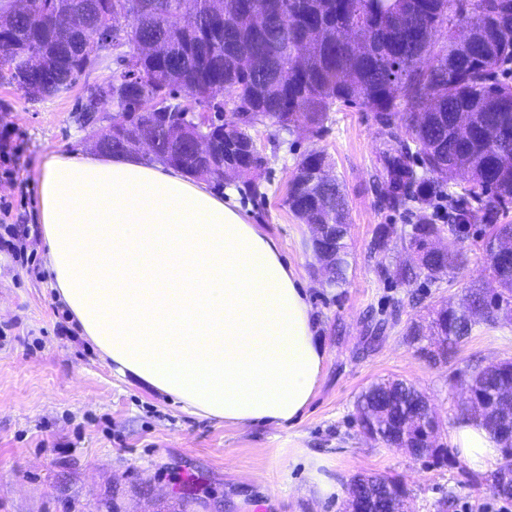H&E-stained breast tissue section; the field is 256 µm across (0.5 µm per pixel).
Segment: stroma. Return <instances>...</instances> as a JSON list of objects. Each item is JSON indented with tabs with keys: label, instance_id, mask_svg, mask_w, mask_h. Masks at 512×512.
<instances>
[{
	"label": "stroma",
	"instance_id": "1",
	"mask_svg": "<svg viewBox=\"0 0 512 512\" xmlns=\"http://www.w3.org/2000/svg\"><path fill=\"white\" fill-rule=\"evenodd\" d=\"M115 67L111 48L93 47L85 73L53 97L30 95L0 71V206L28 231L24 257L0 250V512H345V487L375 473L405 484L407 512H512V497L493 491L503 458L475 471L452 442L464 375L512 359V324L475 328L444 364L407 340L412 323L461 304L483 279L486 258L473 240H452L449 251L466 252L468 261L441 281L385 278L408 254L396 238L375 251L379 228L417 217L383 200L377 174L388 139L373 113L336 106L319 134L287 133L269 121L252 132L266 165L257 194L237 202L306 282L326 353L299 418L239 427L183 412L151 387L113 376L50 286L37 183L50 155L89 153L93 130L77 123L75 109L85 86ZM313 150L327 154L349 201L351 269L340 287L322 274L309 225L284 204L297 164ZM382 379L406 380L429 397L446 456L417 459L364 432L357 399ZM313 467L340 492L306 496Z\"/></svg>",
	"mask_w": 512,
	"mask_h": 512
}]
</instances>
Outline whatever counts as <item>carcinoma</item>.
I'll use <instances>...</instances> for the list:
<instances>
[{"label": "carcinoma", "instance_id": "1", "mask_svg": "<svg viewBox=\"0 0 512 512\" xmlns=\"http://www.w3.org/2000/svg\"><path fill=\"white\" fill-rule=\"evenodd\" d=\"M0 13V58L26 92L55 96L71 87L85 64L84 46H110L121 69L104 82L126 123L112 128V144L146 135L155 157L195 178L217 180L232 163L257 170L259 154L237 147L271 119L286 130L322 131L340 104L374 113L392 148L383 153L385 201L416 210L410 228L385 225L374 249L387 250L394 235L411 259L385 274L397 282L420 275L431 281L464 266L467 253H441L439 234L483 242L494 287L467 289L460 308L442 307L434 319L438 349L447 359L480 325L512 322V224L501 216L512 204V0H24ZM131 18L130 29L120 21ZM460 26L469 40L457 38ZM445 31L446 40L437 35ZM215 86L236 91L223 110L224 148L193 153L205 131L183 118L179 96L216 109ZM167 113V122L155 111ZM321 151L308 153L291 177L284 204L306 224L321 226L313 250L328 282L347 280L349 204L337 179L326 181ZM448 202V222L435 209ZM469 414L498 438L512 461V360L474 372ZM413 384L386 380L359 396L362 428L387 446L414 455L435 454L439 423ZM375 498L378 512H395L405 495L396 479L360 477L348 501Z\"/></svg>", "mask_w": 512, "mask_h": 512}]
</instances>
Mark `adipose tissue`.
Returning <instances> with one entry per match:
<instances>
[{"label":"adipose tissue","mask_w":512,"mask_h":512,"mask_svg":"<svg viewBox=\"0 0 512 512\" xmlns=\"http://www.w3.org/2000/svg\"><path fill=\"white\" fill-rule=\"evenodd\" d=\"M37 193L51 286L116 374L205 418L297 419L325 353L278 240L182 171L136 154L52 156ZM452 441L476 470L498 454L472 419Z\"/></svg>","instance_id":"ef3b65f1"}]
</instances>
